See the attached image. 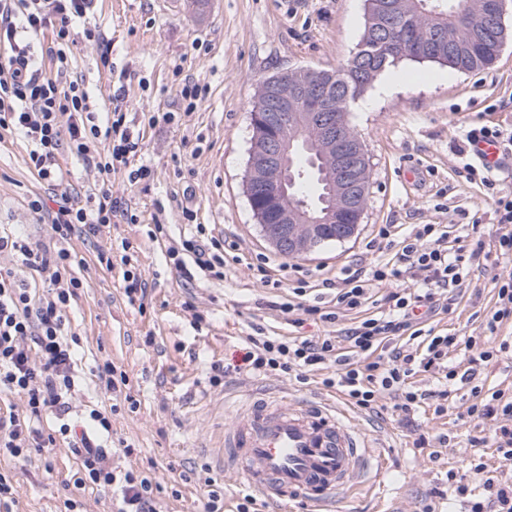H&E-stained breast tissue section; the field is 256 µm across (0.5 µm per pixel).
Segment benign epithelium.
I'll use <instances>...</instances> for the list:
<instances>
[{
	"instance_id": "1",
	"label": "benign epithelium",
	"mask_w": 512,
	"mask_h": 512,
	"mask_svg": "<svg viewBox=\"0 0 512 512\" xmlns=\"http://www.w3.org/2000/svg\"><path fill=\"white\" fill-rule=\"evenodd\" d=\"M508 6L509 0H486L488 19L504 26ZM439 42V36L410 27L387 44L392 53L413 57ZM335 81L330 72L283 71L262 81L251 113L246 195L266 238L283 256L312 252L318 231L327 224L345 225L342 239L351 238L367 207L369 160L347 122V99L330 94ZM306 131L313 133L314 145L327 161L321 179L328 199L317 210L297 193L304 174L295 168L292 150Z\"/></svg>"
}]
</instances>
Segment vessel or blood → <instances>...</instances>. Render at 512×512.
I'll list each match as a JSON object with an SVG mask.
<instances>
[{"label":"vessel or blood","instance_id":"b4317fda","mask_svg":"<svg viewBox=\"0 0 512 512\" xmlns=\"http://www.w3.org/2000/svg\"><path fill=\"white\" fill-rule=\"evenodd\" d=\"M232 418L212 454L255 491L262 512L296 501L306 512H333L336 501L383 483V452L338 406L296 407L287 397L267 396Z\"/></svg>","mask_w":512,"mask_h":512}]
</instances>
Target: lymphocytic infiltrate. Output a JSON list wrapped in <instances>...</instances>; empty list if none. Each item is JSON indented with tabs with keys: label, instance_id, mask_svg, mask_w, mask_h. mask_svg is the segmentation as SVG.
<instances>
[{
	"label": "lymphocytic infiltrate",
	"instance_id": "f902f5d3",
	"mask_svg": "<svg viewBox=\"0 0 512 512\" xmlns=\"http://www.w3.org/2000/svg\"><path fill=\"white\" fill-rule=\"evenodd\" d=\"M92 0H0V140L22 137L29 146V171L43 184L45 194L33 197L28 208L49 227L48 241L24 235L0 234V254L14 258L0 266V457L19 463L39 458L52 469L56 448L66 447L77 467L65 484L59 512H88L85 493L117 489L118 512H161L162 488L151 470L114 469L106 440L112 437L111 413L93 408L80 421L68 420L75 394L73 354L78 335L69 333L67 311L83 286L74 268L77 254L67 249L73 237H99L115 219L138 221L128 203L113 199L110 189L81 198L71 190L57 159L69 153L101 180L125 169L130 180L150 177L147 165L135 157L141 136L135 123L155 127L172 122L171 112H145L131 119L123 108L125 87L109 95L106 105L88 91L72 67V51L80 38H95L101 47L99 63L113 71L111 40L102 31L85 27ZM491 241L468 242L456 224H399L381 228L392 238L394 253L369 268L326 280L333 290L335 310L304 303L305 287L279 303L281 313L296 323L308 318L333 324V334L315 339L268 336L263 330L245 338V352L235 373L272 376L288 374L306 382L308 372L332 363L336 370L324 378L354 408L373 409L379 398L392 402L393 411L410 414L428 406L443 413L455 386L467 384L475 398L466 417L489 421L488 437L471 438L474 451L466 473H447L448 488L461 499L464 512H512V479L489 468L486 448H493L501 466L512 464V386L494 390L477 384L484 367L508 348L495 343L503 326L512 323V278L496 280V302L478 329L459 336L431 325L447 313L466 291L476 270L488 269L492 257L512 255V196L495 197ZM187 234L172 237L167 225L154 224L148 237L163 244L165 257L186 281L224 277V236L214 228L193 223ZM98 265L118 273L129 305H144L147 283L137 252L129 240L98 251ZM382 304L369 310L374 290ZM468 352V367L458 370L451 354ZM230 369L211 368V385H220ZM432 373L435 389L421 388L419 374ZM61 416L51 430L36 428L44 415ZM478 478L473 491L470 478Z\"/></svg>",
	"mask_w": 512,
	"mask_h": 512
}]
</instances>
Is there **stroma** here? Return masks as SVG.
I'll return each instance as SVG.
<instances>
[{"label": "stroma", "mask_w": 512, "mask_h": 512, "mask_svg": "<svg viewBox=\"0 0 512 512\" xmlns=\"http://www.w3.org/2000/svg\"><path fill=\"white\" fill-rule=\"evenodd\" d=\"M93 24L112 40V60L131 81L123 103L129 112H174L173 123L147 131L140 163L149 179L131 183L126 171L113 174V195L133 199L135 224L117 223L99 243L128 239L139 253L141 270L152 283L145 311L129 306L116 274L100 268L94 247L72 239L71 249L86 260L77 275L84 286L68 312L83 347L76 357L78 391L72 414L107 399L89 373L111 359L125 371L136 410L119 405L112 415L113 437L133 442L132 457L114 454L113 465L154 466L165 492L166 512H198L206 493L205 451L220 440L231 422L225 400L243 401L256 389L286 392L292 404L336 399L324 387L322 372L307 383L294 377L233 373L243 354V338L253 326L270 335L288 334L285 316L272 310L299 282L312 284L308 303L332 310L334 293L324 279L342 275L354 260L372 263L386 254L377 233L385 224H468L471 239L489 240L493 204L480 182L471 180L464 131L474 122L512 125V38L488 68L460 72L434 63L403 61L390 82L381 74L352 105L348 119L370 158L369 199L355 235L299 258L277 253L267 242L250 208L244 175L250 139V112L261 82L285 70L333 71L355 52L364 30V0H96ZM96 40L81 39L73 50L76 70L89 91L108 95L113 78L99 70ZM208 92L196 110L176 114V91L184 79ZM21 139L0 144V225L35 240L47 237L30 215L27 202L41 186L29 172ZM201 224H219L236 244L221 281L186 287L149 240L152 218L169 224L173 234L186 231L184 211ZM280 280L263 286L260 269ZM493 303L488 275L474 273L473 283L442 317L441 326L458 334L477 327V313ZM201 324H194L193 314ZM231 371L221 385L209 383L210 366ZM473 398L469 387L452 394L443 413L396 415L388 399L375 411L352 415L370 437L382 439L388 460L385 485L362 490L336 503V512H422L435 491L447 490L449 468L463 469L472 452L469 436L481 428L463 422ZM447 443H439L440 435ZM425 447H417L418 438ZM75 468L64 447L53 472L40 462L16 465L20 487L17 512H57L63 485Z\"/></svg>", "instance_id": "stroma-1"}]
</instances>
